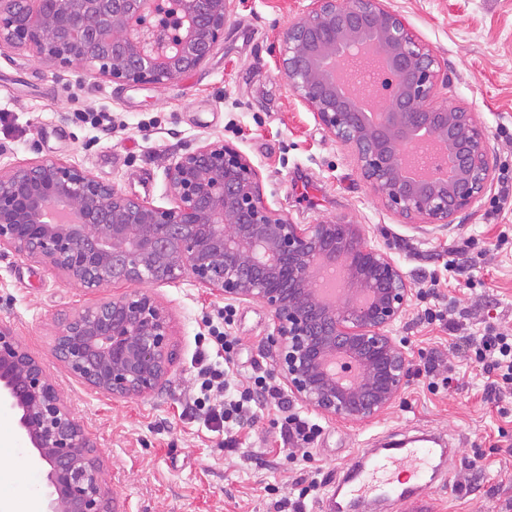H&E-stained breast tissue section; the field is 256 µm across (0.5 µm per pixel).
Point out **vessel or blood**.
I'll list each match as a JSON object with an SVG mask.
<instances>
[{"label":"vessel or blood","instance_id":"obj_1","mask_svg":"<svg viewBox=\"0 0 512 512\" xmlns=\"http://www.w3.org/2000/svg\"><path fill=\"white\" fill-rule=\"evenodd\" d=\"M433 454V448L426 445L400 448L385 455L375 448L359 449L349 467L350 476L341 487L342 498L359 507L382 495L409 500L430 485Z\"/></svg>","mask_w":512,"mask_h":512}]
</instances>
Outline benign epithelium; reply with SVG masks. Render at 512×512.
Segmentation results:
<instances>
[{"label":"benign epithelium","mask_w":512,"mask_h":512,"mask_svg":"<svg viewBox=\"0 0 512 512\" xmlns=\"http://www.w3.org/2000/svg\"><path fill=\"white\" fill-rule=\"evenodd\" d=\"M228 0H0V41L44 62L122 85H164L199 68L224 38ZM279 72L400 217L450 224L491 189L486 129L437 101L447 68L384 0H312L291 19ZM421 144L448 175L415 169ZM170 206L116 190L63 159L0 172V255L37 259L116 298L70 318L53 339L65 369L126 399L166 382L168 313L144 286L185 277L266 307L273 368L306 408L340 422L384 414L409 380L395 326L411 288L395 261L344 218L296 224L264 201L258 171L231 143L205 142L167 170ZM0 406L47 464L44 512H117L94 443L42 363L0 323Z\"/></svg>","instance_id":"1"}]
</instances>
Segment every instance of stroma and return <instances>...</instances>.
<instances>
[{
  "instance_id": "stroma-1",
  "label": "stroma",
  "mask_w": 512,
  "mask_h": 512,
  "mask_svg": "<svg viewBox=\"0 0 512 512\" xmlns=\"http://www.w3.org/2000/svg\"><path fill=\"white\" fill-rule=\"evenodd\" d=\"M311 0H231L224 39L196 71L161 87H128L82 70L39 62L31 49L0 44V170L60 158L89 170L118 191L169 206L166 170L203 142L233 143L257 169L266 204L295 223L344 217L385 251L412 288L440 284L434 299L471 328L492 323L512 332V0H386L448 69L440 98L474 112L486 127L494 184L452 224L402 219L364 179L354 151L330 137L290 91L278 71V50L293 16ZM476 239L462 288L444 269L452 250ZM121 285L89 294L48 266L0 256V322L44 366L95 444L117 512H277L297 481L319 473L324 491L343 476L358 449L389 440L440 436L451 447L438 479L411 504L384 512H512V393L493 401L483 392L480 364L452 351L447 330L423 324L411 297L397 333L410 367L437 361L460 374L458 384L432 391L413 372L400 397L378 419H322L307 456L288 455L284 411L267 404L230 450L189 411L198 390L195 340L223 311L222 295L191 280L151 291L168 311L176 358L157 393L115 400L72 377L53 352L69 315ZM230 332L239 340L235 382L272 372L265 345L274 331L256 302L234 303ZM0 499L46 484L12 414L0 411Z\"/></svg>"
}]
</instances>
